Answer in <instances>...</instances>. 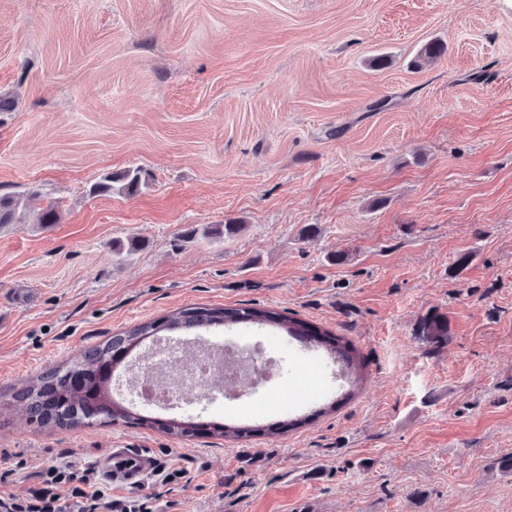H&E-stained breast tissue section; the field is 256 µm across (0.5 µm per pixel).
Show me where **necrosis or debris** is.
Here are the masks:
<instances>
[{
    "mask_svg": "<svg viewBox=\"0 0 512 512\" xmlns=\"http://www.w3.org/2000/svg\"><path fill=\"white\" fill-rule=\"evenodd\" d=\"M277 361L254 340L157 344L122 382L138 404L155 408L224 404L272 387L269 405L291 396L293 389L277 373Z\"/></svg>",
    "mask_w": 512,
    "mask_h": 512,
    "instance_id": "1",
    "label": "necrosis or debris"
}]
</instances>
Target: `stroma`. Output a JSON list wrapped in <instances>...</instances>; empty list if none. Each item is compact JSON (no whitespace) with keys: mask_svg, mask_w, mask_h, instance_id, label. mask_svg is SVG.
Wrapping results in <instances>:
<instances>
[{"mask_svg":"<svg viewBox=\"0 0 512 512\" xmlns=\"http://www.w3.org/2000/svg\"><path fill=\"white\" fill-rule=\"evenodd\" d=\"M1 99L0 194L33 197L0 230V496L122 448L152 512H512V0H0ZM190 306L330 331L362 386L241 441L16 399ZM120 183L119 190L125 192H136L142 184V172L140 169L127 170L116 176H108L103 182L96 184L93 193H112L113 184Z\"/></svg>","mask_w":512,"mask_h":512,"instance_id":"stroma-1","label":"stroma"}]
</instances>
